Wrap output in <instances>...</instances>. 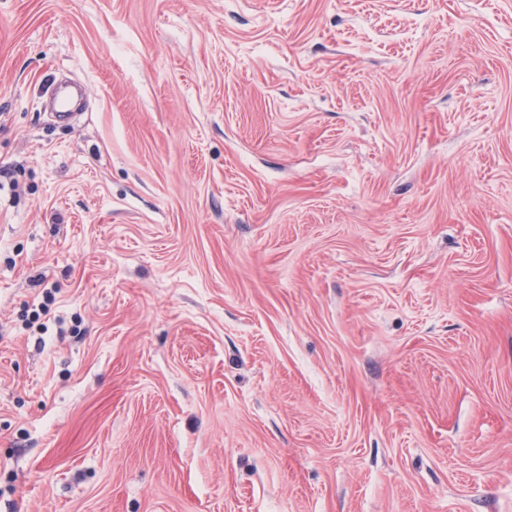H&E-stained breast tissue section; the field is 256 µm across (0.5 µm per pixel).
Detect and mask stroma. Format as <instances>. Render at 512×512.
<instances>
[{"label": "stroma", "mask_w": 512, "mask_h": 512, "mask_svg": "<svg viewBox=\"0 0 512 512\" xmlns=\"http://www.w3.org/2000/svg\"><path fill=\"white\" fill-rule=\"evenodd\" d=\"M0 512H512V0H0Z\"/></svg>", "instance_id": "35a3bbf8"}]
</instances>
